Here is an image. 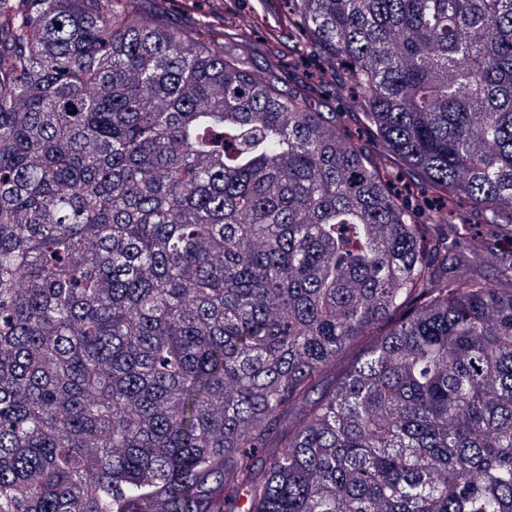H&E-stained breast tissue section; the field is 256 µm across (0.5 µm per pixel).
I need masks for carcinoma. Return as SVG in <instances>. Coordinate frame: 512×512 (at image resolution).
<instances>
[{"instance_id": "obj_1", "label": "carcinoma", "mask_w": 512, "mask_h": 512, "mask_svg": "<svg viewBox=\"0 0 512 512\" xmlns=\"http://www.w3.org/2000/svg\"><path fill=\"white\" fill-rule=\"evenodd\" d=\"M142 2L0 0V512H512V0ZM183 0H155L146 4L149 15L165 18L195 37L209 39L213 32L200 25L199 15L219 13L225 17V24L234 32L247 38V47L256 64V71L261 73L266 67L274 66L280 70L279 77L287 85L296 86L302 82L309 85L312 96L321 104L336 109L341 104L337 92L338 76L330 74L333 67L322 59H301L292 47L296 40L294 35L285 31L280 41H275L255 25L257 12L268 4L261 0H196V7H184ZM325 71V79L318 81L317 76Z\"/></svg>"}]
</instances>
